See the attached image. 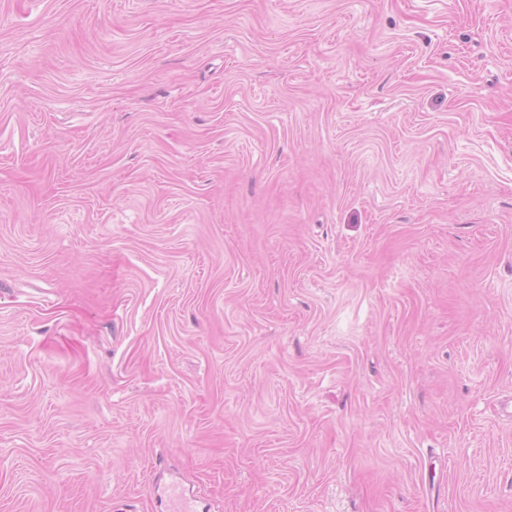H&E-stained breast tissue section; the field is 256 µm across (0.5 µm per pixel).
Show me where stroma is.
<instances>
[{"instance_id": "1", "label": "stroma", "mask_w": 512, "mask_h": 512, "mask_svg": "<svg viewBox=\"0 0 512 512\" xmlns=\"http://www.w3.org/2000/svg\"><path fill=\"white\" fill-rule=\"evenodd\" d=\"M512 0H0V512H512Z\"/></svg>"}]
</instances>
